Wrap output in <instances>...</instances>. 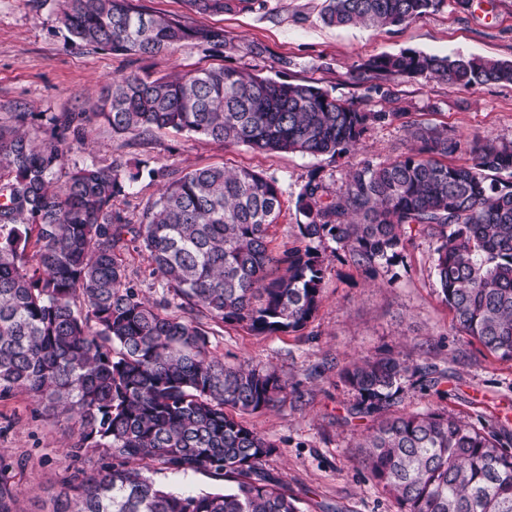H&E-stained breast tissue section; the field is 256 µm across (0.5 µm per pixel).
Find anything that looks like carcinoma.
Masks as SVG:
<instances>
[{"instance_id":"obj_1","label":"carcinoma","mask_w":512,"mask_h":512,"mask_svg":"<svg viewBox=\"0 0 512 512\" xmlns=\"http://www.w3.org/2000/svg\"><path fill=\"white\" fill-rule=\"evenodd\" d=\"M71 36L96 50L153 56L191 40L219 53L224 32L151 14L133 0H60ZM198 12L253 8L257 0H187ZM444 0H329V26L411 22ZM356 79L379 88L430 76L472 88L512 83V62L414 50L373 56ZM30 113L0 126V396L29 395L78 425L81 462L51 512H309L263 470L276 445L239 416L286 401L275 371L231 365L191 317L254 335L298 332L317 313L327 266L314 246L374 278L417 231L436 240V275L455 328L512 359V143L463 142L448 129L407 125L393 159L363 161L331 192L318 173L296 199L297 242L272 246L281 214L273 177L210 165L170 178L138 226L114 200L136 180L121 166L69 163L85 127L117 134L185 132L258 153L336 157L369 128L403 117L363 103L219 66L108 85L95 112H63L37 139ZM468 154L462 163L453 161ZM136 242L172 297L140 296L121 252ZM354 393L349 414L372 418L360 461L400 512H512V434L447 412L397 410L404 384L447 378L400 356H372L338 372ZM13 464L0 456V512H16ZM213 472L222 493L175 492L152 473Z\"/></svg>"}]
</instances>
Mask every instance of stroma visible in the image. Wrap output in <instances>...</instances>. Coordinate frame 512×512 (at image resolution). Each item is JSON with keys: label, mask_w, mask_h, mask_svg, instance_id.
I'll list each match as a JSON object with an SVG mask.
<instances>
[{"label": "stroma", "mask_w": 512, "mask_h": 512, "mask_svg": "<svg viewBox=\"0 0 512 512\" xmlns=\"http://www.w3.org/2000/svg\"><path fill=\"white\" fill-rule=\"evenodd\" d=\"M150 13L185 24L223 31L229 46L215 55L187 40L150 57L95 50L70 41L57 0H0V124L10 113L28 112L32 135H43L52 116L95 111L113 79L146 71L153 76L224 65L263 77L311 84L342 99L365 100L375 112H403L407 120L447 127L470 140L512 142V83L462 88L431 77L399 80L371 90L351 75L364 60L405 49L439 56H475L512 61V0H443L438 10L409 23L383 28L326 25L328 0H266L250 12L202 14L186 0H135ZM263 54H255L253 46ZM405 122L378 124L356 154L336 158L283 152L260 154L244 146L163 130L146 140L116 134L100 123L86 126L72 160L120 163L138 174L115 207L138 224L158 197L162 174H181L222 164L275 177L282 212L274 242L294 240L304 218L295 202L311 173L336 190L358 162L383 161L407 145ZM436 243L418 235L402 258L367 279L336 259V245L324 241L327 258L322 302L300 332L256 336L235 325L205 322L225 363H246L276 371L288 381V397L277 408L246 415V424L275 443L263 463L290 493L308 501L311 512H398L395 500L376 485L360 463L356 441L366 419H352L353 397L338 378L350 359L381 353L406 356L446 371L445 395L406 385L404 412L445 410L479 428L512 432V359L487 352L459 333L441 300L435 272ZM74 437L37 411L26 394L0 397V451L19 469V512H48L49 499L65 474V455Z\"/></svg>", "instance_id": "1"}]
</instances>
